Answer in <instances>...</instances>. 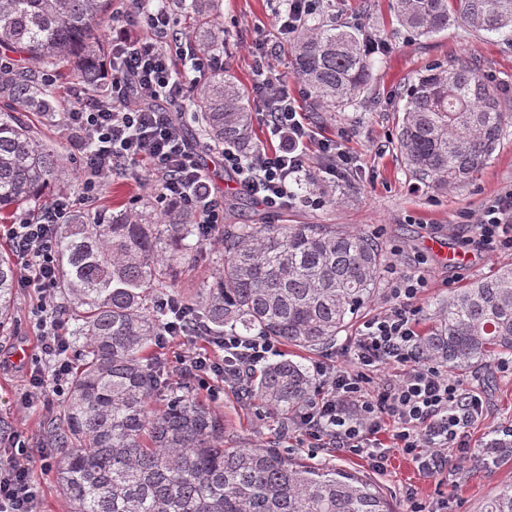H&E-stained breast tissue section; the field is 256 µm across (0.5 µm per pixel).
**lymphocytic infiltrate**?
<instances>
[{"label":"lymphocytic infiltrate","mask_w":512,"mask_h":512,"mask_svg":"<svg viewBox=\"0 0 512 512\" xmlns=\"http://www.w3.org/2000/svg\"><path fill=\"white\" fill-rule=\"evenodd\" d=\"M132 2L150 37L125 32L113 37L107 94L90 96L65 115L70 145L84 157L80 201H94L117 171L144 162L159 184L160 203L196 207L205 243H215L224 204L206 189L207 176L186 135L183 103L188 85L199 84L218 61L192 50L190 38L175 28L165 9L150 7V0ZM174 54L185 61L182 71L171 66ZM252 97L268 126L287 135L288 145L274 152L259 150L246 162L233 151L224 152V166L237 172L242 192L275 211L291 205L295 194L289 182L300 173L314 169L328 182L344 179L351 158L336 144L322 140L313 154L305 153L311 132L279 79L260 76ZM75 203L70 195H58L39 216H21L4 230L14 246L20 286L39 295L42 355L22 397L27 408L44 393L63 396L71 371L60 333L56 249L58 227ZM472 228L484 251L512 253V190L489 200ZM427 285L423 272L392 271L391 306L365 322L351 357L315 365L320 395L293 418L297 447L351 453L379 474L386 472L389 455L396 451L427 478L465 469L476 458L466 430L482 415L484 399L424 352L416 325L418 300ZM278 353L272 340L228 334L212 352L185 349L175 376L197 382L216 399L227 381L251 375ZM28 456L20 444L0 461V512H38Z\"/></svg>","instance_id":"obj_1"}]
</instances>
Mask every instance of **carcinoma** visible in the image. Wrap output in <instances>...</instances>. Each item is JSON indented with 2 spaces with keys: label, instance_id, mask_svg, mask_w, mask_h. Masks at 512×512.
Listing matches in <instances>:
<instances>
[{
  "label": "carcinoma",
  "instance_id": "cac0c4a2",
  "mask_svg": "<svg viewBox=\"0 0 512 512\" xmlns=\"http://www.w3.org/2000/svg\"><path fill=\"white\" fill-rule=\"evenodd\" d=\"M195 48L224 51L221 0H178ZM396 23L431 37L456 20L472 28H512V0H394ZM112 0H0V49L19 58L0 80V215L40 205L73 180L58 145L39 139L27 113L58 110L39 80L64 70L99 91L100 29ZM288 44L292 72L316 112H334L370 86L374 38L358 28L316 21ZM504 86L472 58L434 62L404 90L395 146L406 171L436 190L467 185L486 166L512 125ZM206 145L242 158L257 149L251 105L219 66L193 92ZM193 207L151 214L78 212L58 228V296L73 321L79 364L47 442L60 449L56 481L71 512H389L371 481L297 464L275 445L228 448L224 416L208 401L166 382L152 352L178 298L208 336H264L308 353L336 341L372 297L382 253L368 237L337 224H225L212 280L192 294L178 270L203 249ZM17 266L0 253V331L10 329ZM425 351L455 372L512 355V267L477 279L441 305ZM288 431L311 399L313 378L299 362L269 363L240 384ZM166 403L155 410V393ZM484 512H512L506 487Z\"/></svg>",
  "mask_w": 512,
  "mask_h": 512
}]
</instances>
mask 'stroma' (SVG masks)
<instances>
[{
	"label": "stroma",
	"instance_id": "obj_1",
	"mask_svg": "<svg viewBox=\"0 0 512 512\" xmlns=\"http://www.w3.org/2000/svg\"><path fill=\"white\" fill-rule=\"evenodd\" d=\"M223 3L224 68L240 87L251 91L256 80L249 46L264 45L269 69L283 76L315 139L340 143L360 158L354 181L337 183L328 202L318 205L307 201L309 190L301 186L297 189L299 202L284 210L270 211L248 206L235 174L225 169L220 155L201 151L199 159L210 183L219 186L225 197L239 201L237 208L225 210V223L341 224L371 238L383 254L385 271L371 301L354 316L332 346L302 357V364L309 367L346 356L363 323L386 307L388 267H424L429 280L419 314V327L424 330L453 288L512 265L510 254L490 255L479 250L471 241L473 232L468 226L488 200L512 189V127L474 182L450 192L436 191L413 180L394 146L397 117L403 107L402 89L428 63L447 60L451 55L475 58L512 93V32H478L459 20L451 23L447 31L414 38L396 31L389 0H328L330 16L382 37L386 47L378 54L373 68V101L358 102L333 112H315L308 105L306 88L289 67L269 0ZM147 174L146 166L141 165L120 184L103 186L92 210L135 207L154 191ZM434 238L463 249L470 257L469 264L458 268L448 265L429 247V240ZM37 304L38 295L33 289H17L12 330L9 335H0V454H9L13 440L24 442L30 452L29 475L39 489V512H69L54 473L58 451L47 447L43 434V424L58 403H39L25 411L19 408L20 396L27 388V373L40 357V331L33 316ZM458 378L464 386L485 397L482 418L468 430L471 445L484 446L495 430L512 422V376L501 373L496 363L491 362L459 373ZM215 407L224 415L228 445L262 448L270 441H278L292 459L313 461L370 479L390 502L393 512H404L400 492L409 485L419 487L428 499L447 497L452 512H482L493 494L512 486V455L508 453L501 455L493 467L477 461L463 473L445 476L438 482L422 479L411 461L396 453L390 457L387 473L378 475L359 456L326 450L313 455L308 449L291 447L289 439H275L272 419H257L258 404L240 403L233 387H225Z\"/></svg>",
	"mask_w": 512,
	"mask_h": 512
}]
</instances>
